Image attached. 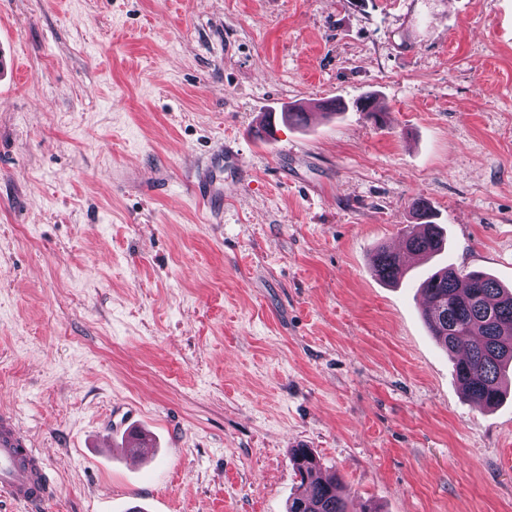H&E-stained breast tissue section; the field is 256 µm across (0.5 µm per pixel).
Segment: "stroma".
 Returning <instances> with one entry per match:
<instances>
[{"instance_id":"obj_1","label":"stroma","mask_w":512,"mask_h":512,"mask_svg":"<svg viewBox=\"0 0 512 512\" xmlns=\"http://www.w3.org/2000/svg\"><path fill=\"white\" fill-rule=\"evenodd\" d=\"M417 203L446 249L385 284ZM446 264L512 286V0H0V408L50 512H286L298 445L350 512H512V389L466 400L423 319ZM134 423L153 457L100 455ZM237 169L239 157L230 145L212 155L207 163L198 171L192 190L199 203L211 209L212 204L224 202V168ZM373 269L381 280L389 283L400 281L407 272L399 255L385 247H381L375 252Z\"/></svg>"}]
</instances>
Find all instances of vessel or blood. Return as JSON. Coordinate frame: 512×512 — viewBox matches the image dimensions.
Listing matches in <instances>:
<instances>
[{
  "label": "vessel or blood",
  "mask_w": 512,
  "mask_h": 512,
  "mask_svg": "<svg viewBox=\"0 0 512 512\" xmlns=\"http://www.w3.org/2000/svg\"><path fill=\"white\" fill-rule=\"evenodd\" d=\"M239 166L232 146L212 155L198 171L192 190L199 203L212 206L224 198L225 169ZM57 494L45 457L33 448L14 414L0 412V501L27 507L28 512H49Z\"/></svg>",
  "instance_id": "vessel-or-blood-1"
}]
</instances>
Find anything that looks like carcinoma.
I'll use <instances>...</instances> for the list:
<instances>
[{"mask_svg": "<svg viewBox=\"0 0 512 512\" xmlns=\"http://www.w3.org/2000/svg\"><path fill=\"white\" fill-rule=\"evenodd\" d=\"M417 229L405 240L406 249L433 257L445 249L439 225L430 209L415 207ZM373 269L383 281L404 278L399 255L381 247ZM426 301L424 319L437 344L451 357L454 374L464 395L484 407L496 405L512 367V289L480 271L463 273L452 266L438 269L420 285ZM290 460L299 477L297 493L287 512H349L348 501L336 480L315 476L317 461L309 448H294Z\"/></svg>", "mask_w": 512, "mask_h": 512, "instance_id": "1", "label": "carcinoma"}]
</instances>
